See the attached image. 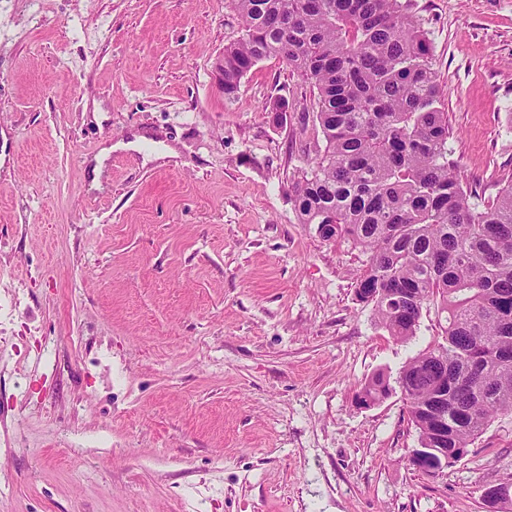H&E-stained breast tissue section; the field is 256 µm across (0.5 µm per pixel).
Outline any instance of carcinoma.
Masks as SVG:
<instances>
[{"label": "carcinoma", "mask_w": 512, "mask_h": 512, "mask_svg": "<svg viewBox=\"0 0 512 512\" xmlns=\"http://www.w3.org/2000/svg\"><path fill=\"white\" fill-rule=\"evenodd\" d=\"M229 2L243 31L224 45V97L271 56L316 90L322 145L292 185L298 222L367 254L355 295L394 340L432 306L444 316L396 384L378 372L356 398L400 390L420 447L451 467L512 414V183L487 201L464 188L413 0Z\"/></svg>", "instance_id": "1"}]
</instances>
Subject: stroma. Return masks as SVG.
Listing matches in <instances>:
<instances>
[{"label": "stroma", "mask_w": 512, "mask_h": 512, "mask_svg": "<svg viewBox=\"0 0 512 512\" xmlns=\"http://www.w3.org/2000/svg\"><path fill=\"white\" fill-rule=\"evenodd\" d=\"M416 11L464 184L495 197L512 0ZM241 29L228 0H0V512H489L512 415L431 477L401 393L357 406L440 321L395 341L355 299L366 255L299 223L314 93L270 57L225 99ZM395 391L389 377L384 372L372 375L357 392V403L361 407L369 403H380Z\"/></svg>", "instance_id": "35a3bbf8"}]
</instances>
